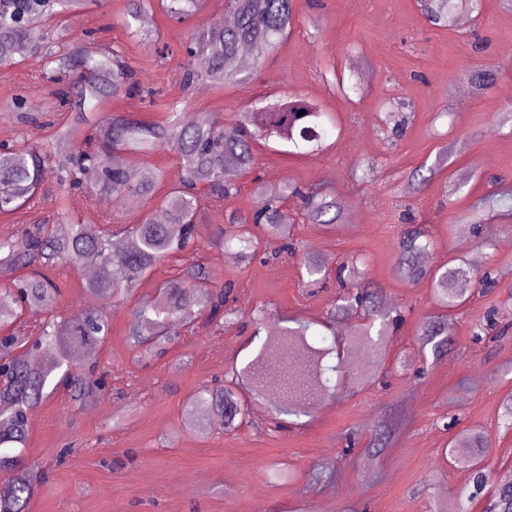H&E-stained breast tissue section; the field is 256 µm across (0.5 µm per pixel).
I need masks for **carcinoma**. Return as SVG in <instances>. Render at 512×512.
I'll list each match as a JSON object with an SVG mask.
<instances>
[{"label":"carcinoma","instance_id":"cac0c4a2","mask_svg":"<svg viewBox=\"0 0 512 512\" xmlns=\"http://www.w3.org/2000/svg\"><path fill=\"white\" fill-rule=\"evenodd\" d=\"M84 4L85 0H0V65L13 64L23 44L30 53L42 55L44 77L58 85L55 94L71 110V124L59 135L66 151L64 160H57L54 149L21 138L0 152V214L28 207L49 177L63 190L108 193L120 209L152 196L160 175L112 163L116 151L145 153L169 148L179 156L184 175L164 197L165 220L158 221L148 212L134 224L120 225L119 233L132 241L125 252L112 250L110 222L74 223L61 210L53 224L0 237V269H31L0 289V332H12L25 319L32 323L26 336L4 341L8 369L0 380V469L11 475L0 485V512H26L37 490L25 458L32 411L60 385L74 407L105 396L108 373L100 371L98 349L111 331V318L101 303L128 298L154 266L197 246L201 206L206 201L222 203L240 192L237 177L254 168L252 144L257 138H274L297 150L311 143L316 151L329 134L325 113L304 98L276 99L237 113V130L231 138L224 136V128L207 113L185 112L176 102L169 104L170 116L163 126L146 125L124 114L97 112L101 103L120 95L153 103L159 91L140 83L122 51L94 47L86 30H50L39 42L27 41L33 21L75 14ZM160 5L167 17L182 24L199 10L201 0H160ZM152 6L153 0H128L124 22L133 36H142L141 17ZM480 6L479 0H430L425 18L432 26L450 30L459 14L475 12ZM224 13L233 17V23L188 29L182 65L185 86L247 83L249 75L237 62L241 49L250 51L258 67L294 24L293 0H224ZM253 182L255 192L265 198L263 207L253 214L228 217L229 228L210 240L213 246L234 251L244 263L255 260L274 241V254L294 251L285 208L290 198L300 200L303 216L311 224H334L341 217L339 203L322 185L301 191L291 186L270 189L258 176ZM399 245V276L412 281L431 279L434 299L444 308L462 305L460 284L465 279L474 277L484 287L495 283L491 267L475 274L452 259L431 268L420 264L419 258L434 246L421 226L405 230ZM61 263L103 270L102 276L80 282L77 296L83 305L78 315H53L62 291L49 272ZM346 269L343 264L336 270V283L345 297L333 308L331 318L359 315L363 323L344 340L374 350L380 363L385 357L389 313L377 293L344 275ZM232 295L231 285L214 284L205 268L193 263L164 281L153 297L138 303L127 327L129 344L151 356L166 354L175 342V337L167 335L173 321L192 331L202 325L222 334L224 320L234 314ZM310 327L305 322L278 327L231 378L219 385L201 384L189 400L194 428L201 434L216 424L226 430L238 428L247 416L242 382L256 393L268 386L269 363L285 345L295 347L297 362L288 365V373L299 376L303 391L324 390L330 381L327 373L342 372L351 361L340 356L335 339L327 347L311 343ZM450 335L444 317L428 316L421 322L418 341L439 358L448 351ZM448 446L450 458L469 474L468 485L461 490L469 501L488 483L484 457L489 441L480 433L461 432ZM488 512H512V485L495 492Z\"/></svg>","mask_w":512,"mask_h":512}]
</instances>
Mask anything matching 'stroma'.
Instances as JSON below:
<instances>
[{
	"label": "stroma",
	"mask_w": 512,
	"mask_h": 512,
	"mask_svg": "<svg viewBox=\"0 0 512 512\" xmlns=\"http://www.w3.org/2000/svg\"><path fill=\"white\" fill-rule=\"evenodd\" d=\"M126 7L127 0H88L81 25L93 29L100 44L122 46L137 78L161 88L164 97L149 106L119 96L104 102L103 111L159 125L168 118V103L177 101L232 128L237 113L254 104L286 95L309 99L336 124L326 149L293 154L275 141L258 143L255 175L267 183L277 177L301 187L326 185L342 204L341 221L323 226L297 219L296 254L217 267L222 250L209 238L228 212L259 208L253 175H241L239 195L205 211L197 249L155 266L131 299L107 304L112 331L98 361L111 373V395L74 410L60 391L34 410L26 456L42 480L27 512H446L467 474L445 450L464 429L491 443V481L469 507L484 512L503 475L512 473V431L501 420L502 401L512 392V218L490 217L467 236L450 228L492 191L493 181L512 187V10L500 0H482L479 17L446 30L429 27L416 0H294L293 31L249 83L202 92L183 86L180 46L187 27L223 19L224 0H204L186 26L161 8L147 12L146 26L156 33L149 43L134 40L122 25ZM44 68L43 57L20 55L0 81V141L21 136L44 147L68 123L70 111L43 79ZM351 68L365 92L345 97L334 76ZM486 68L493 79L474 93L468 80ZM389 97L409 105L399 134L381 107ZM443 151L446 166L406 190L407 173L433 167ZM367 155L376 163L364 172L360 162ZM126 161L162 174L149 202L154 210L183 174L165 148ZM98 201L82 190L50 189L32 208L0 215V235L20 233L61 206L72 220L96 221L106 214ZM407 210L430 228L429 265L477 258L498 271L493 288L467 282L465 303L447 313L451 348L438 360L422 354L417 342L422 319L442 312L431 282L409 281L395 270ZM310 255L332 270L362 258L366 283L381 292L384 306L401 311L402 323L385 342V378L350 391L294 396L310 413L285 428L275 427L276 403L266 392L251 401L240 428L200 437L188 425L187 400L201 383L244 366L262 340L250 324L220 337L202 329L182 334L166 357L140 361L125 336L137 300L154 296L191 258L216 283H234L240 313L265 310L266 330L321 321L337 288L308 285L303 260ZM493 309L506 333L474 340L473 327ZM385 427L392 430L387 447L368 452ZM319 471L327 479L315 480Z\"/></svg>",
	"instance_id": "35a3bbf8"
}]
</instances>
